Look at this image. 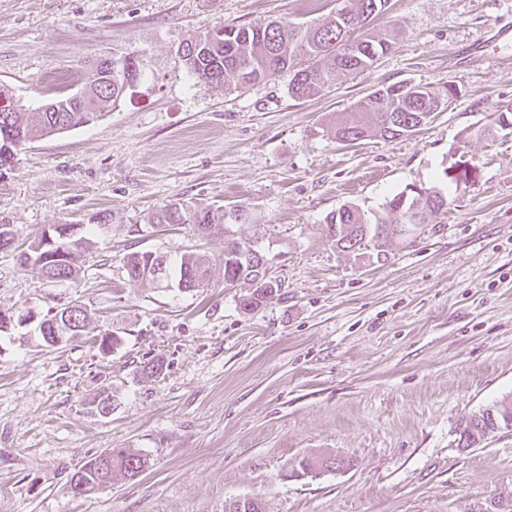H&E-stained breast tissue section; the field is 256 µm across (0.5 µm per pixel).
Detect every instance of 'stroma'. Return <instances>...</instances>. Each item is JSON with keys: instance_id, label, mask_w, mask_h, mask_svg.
I'll return each instance as SVG.
<instances>
[{"instance_id": "1", "label": "stroma", "mask_w": 512, "mask_h": 512, "mask_svg": "<svg viewBox=\"0 0 512 512\" xmlns=\"http://www.w3.org/2000/svg\"><path fill=\"white\" fill-rule=\"evenodd\" d=\"M336 0H0V89L37 111L80 91L97 58L136 55L141 76L98 122L32 142L0 170V512H491L512 499V429L462 449L458 428L512 397V0H390L375 27L399 36L366 73L313 99L287 77L233 91L192 80L177 54L217 23H310ZM458 91L413 134L343 145L326 129L382 85ZM472 181L387 258L321 234L341 206L382 212L406 187ZM244 205L250 224L199 241L160 232L164 203ZM102 230L72 280H42L21 255L57 224ZM256 243L279 285L253 312L224 285L226 240ZM203 247L207 284L128 282L131 251ZM80 304L82 336L47 346L48 315ZM115 343L98 349L103 334ZM162 374L142 368L154 359ZM116 397L107 417L87 399ZM110 448L149 460L137 478L75 498L66 481ZM344 470L290 476L307 456Z\"/></svg>"}]
</instances>
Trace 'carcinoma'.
I'll list each match as a JSON object with an SVG mask.
<instances>
[{"label": "carcinoma", "mask_w": 512, "mask_h": 512, "mask_svg": "<svg viewBox=\"0 0 512 512\" xmlns=\"http://www.w3.org/2000/svg\"><path fill=\"white\" fill-rule=\"evenodd\" d=\"M342 9L310 25L272 20L261 25L225 23L219 25L221 36L209 39L210 31L201 32L184 41L181 61L196 82L229 88L259 83L270 75L288 77V92L298 99L320 94L340 76L360 74L370 69L391 50L397 35L390 28L377 32L368 24L388 10L389 0H343ZM126 62L112 60V80L102 76L103 68L95 69L94 79L84 96H64L54 101L53 112H25L12 97L0 92V165L14 161V152L3 151L5 140L24 147L44 136L86 126L112 111L126 94V78L137 82L140 70L128 71ZM455 88L442 90L419 87L414 91L397 82L381 86L359 100L351 111L336 118L329 128L338 142L358 143L379 137L392 141L414 133L419 125L416 116L442 111L443 103L457 97ZM448 206V195L439 186L413 185L395 194L385 204V212L371 216L353 206H344L325 218L322 231L336 247L344 251L373 249L377 256L387 255L398 238L390 233L397 224H430ZM250 211L243 205H203L190 202H169L161 206L152 224L161 228L187 224L200 238L222 235L231 224H247ZM91 238L61 241L68 258L63 264L43 270L40 253L24 255V262L49 283L65 282L77 274L80 253L90 246ZM263 250L250 242L232 240L224 246V281L245 284L252 289L240 301L241 309L254 311L271 300L278 285L265 281V288L253 290L255 279L266 272L260 267ZM162 264L165 280L155 278V266ZM211 258L202 251H187L173 258L158 251H134L123 257L122 268L128 281L149 283L158 288L176 287L192 291L209 279ZM512 414V399H504L473 414L460 428L461 448H472L506 425L505 415ZM148 467V459L126 448L112 449L111 479H132ZM99 474L81 466L67 481L73 497L76 485L94 484Z\"/></svg>", "instance_id": "cac0c4a2"}]
</instances>
